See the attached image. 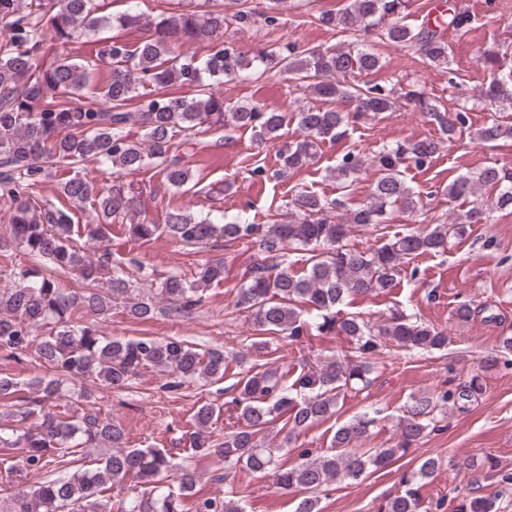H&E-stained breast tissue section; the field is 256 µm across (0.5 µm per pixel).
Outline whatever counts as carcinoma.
Returning <instances> with one entry per match:
<instances>
[{
    "label": "carcinoma",
    "instance_id": "cac0c4a2",
    "mask_svg": "<svg viewBox=\"0 0 512 512\" xmlns=\"http://www.w3.org/2000/svg\"><path fill=\"white\" fill-rule=\"evenodd\" d=\"M410 3L350 0L340 11H320L317 21L342 32L402 44L425 62L448 67V42L441 29L405 23ZM282 8L283 0H265L264 10H239L232 19L238 24L261 20L276 27ZM225 22L219 0H212L210 10L183 9L146 22L130 12L102 15L98 0H0V27L6 31L5 42L0 43V197L11 202L8 236H0V245L20 247L44 259L51 269L75 272L88 282L82 292H67L47 270L20 266L9 270V284L0 287V355L26 357L48 370L26 382L0 373L1 399L11 400L26 389L33 393L11 412L12 424L0 425V446L23 450L16 462L0 459V473L16 483L13 494L0 500V512H106L108 494L129 481L142 490L120 501L121 512H245L232 487L224 490L222 500L198 496L194 472L171 450L126 447L122 425L102 415L101 409L86 404L60 410L54 405L63 384L86 378L123 389L152 368L164 374L163 387L174 392L197 382L221 381L230 369L220 349L198 350L178 338L109 339L96 324H79L88 314L110 313L116 302L137 320L153 318L161 301L181 312L196 309L203 304L206 288L224 280V261L204 264L190 277L172 274L155 289L139 287L130 281L112 246L102 247L90 258L76 245L70 211L91 205L84 230L93 238L101 235L102 225L112 222L113 216L135 209L132 185L100 188L84 173L89 164L113 175L157 168L171 187L179 189L187 183L189 169L175 138L191 139L227 125L250 130L260 143L280 137L285 115L265 112L257 104L225 102L213 86L226 79L247 74L258 79L282 72L311 95L312 101L295 113L302 139L281 149L278 178L309 165L318 142L339 139L349 125L404 105L435 116L441 135L398 141L373 155L370 196L345 222L337 220V200L300 190L289 199L288 221L281 224L197 218L177 209L162 226H132L138 238L147 239L161 230L192 247L205 244L218 230L230 241L259 244L264 258L249 271L235 299V309L245 314L256 332L253 346L266 349L282 334L289 343H298L311 325L351 343V354H338L291 380L283 355L240 371L236 395L227 401L235 415L229 416L233 424L224 438L216 441L210 431L221 408L203 403L194 413L196 431L185 453L221 458L226 476L237 468L269 473L276 488L299 498L295 512H319V494L329 482L359 481L388 465L436 426L447 404L468 401L483 390L480 377L474 375L454 389L412 397L398 421L399 442L393 448H357L378 423L377 417L367 414L340 425L329 448L316 454L303 449L291 466L280 463L267 446L265 431L277 422L288 440L333 416L347 391L369 383L378 360L395 363L406 351L448 346L447 330L427 325L404 310L391 313L382 323H371L359 315H340L339 306L351 297L383 292L406 262L445 251L449 239L460 236L465 224H481L490 212L512 208V170L486 166L448 184L449 198L472 203L464 224H436L368 250L345 244L348 227L380 225L392 206L417 211L420 196L404 180V167H427L443 138L451 142L466 135L478 144L497 147L512 141V122L500 117L474 130V106L467 103L442 111L421 89L398 95L379 83L348 82L380 66V57L364 42L321 50L302 49L289 40L249 56L218 38ZM141 25L147 35L134 45L127 42L121 31ZM45 26L62 45L105 27L116 34L98 40L88 57L61 53L50 59L42 35ZM178 41L205 43L210 53L201 63L190 58L181 61L172 55V45ZM100 65L109 72L106 84L98 88L91 83ZM147 86L152 87L149 93L143 92ZM184 86L194 88V93L176 92ZM504 101L512 104V79L495 76L482 90L481 102L493 108ZM131 124L144 130L141 141L129 140L126 128ZM61 167L68 170L60 186L67 209L34 198V189L51 169ZM362 167L359 154L347 151L330 174L344 189ZM292 245L320 248L307 259L300 275L287 262ZM511 352L512 336L502 337L498 349L483 359L482 368L508 365L506 355ZM102 444L113 448L112 453L87 464L84 449ZM51 467L57 470L54 476L47 475ZM436 470L437 461L429 457L403 472L401 490L386 500L380 512H425L420 488ZM457 512H498V495L461 493Z\"/></svg>",
    "mask_w": 512,
    "mask_h": 512
}]
</instances>
